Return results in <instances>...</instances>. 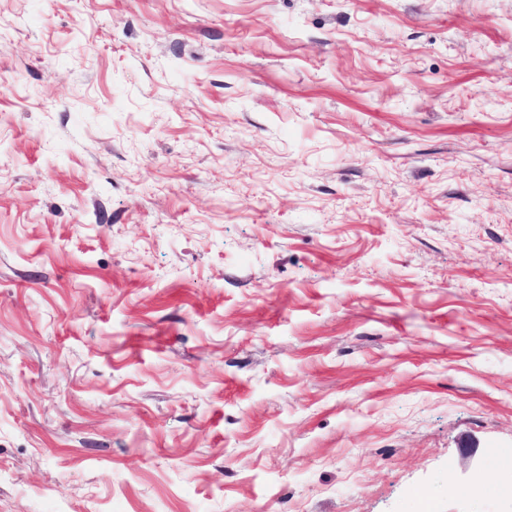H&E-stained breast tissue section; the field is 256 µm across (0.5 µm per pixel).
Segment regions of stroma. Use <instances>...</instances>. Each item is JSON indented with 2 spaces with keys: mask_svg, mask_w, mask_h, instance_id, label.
I'll return each instance as SVG.
<instances>
[{
  "mask_svg": "<svg viewBox=\"0 0 512 512\" xmlns=\"http://www.w3.org/2000/svg\"><path fill=\"white\" fill-rule=\"evenodd\" d=\"M512 0H0V512H512Z\"/></svg>",
  "mask_w": 512,
  "mask_h": 512,
  "instance_id": "1",
  "label": "stroma"
}]
</instances>
